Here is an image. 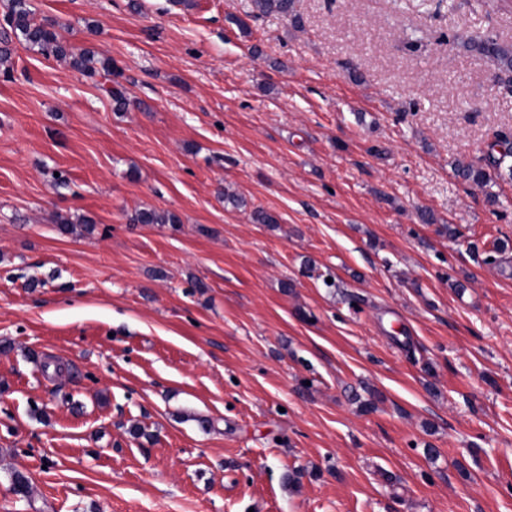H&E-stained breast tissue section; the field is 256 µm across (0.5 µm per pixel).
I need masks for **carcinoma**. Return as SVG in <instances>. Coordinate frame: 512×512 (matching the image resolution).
Returning a JSON list of instances; mask_svg holds the SVG:
<instances>
[{
	"mask_svg": "<svg viewBox=\"0 0 512 512\" xmlns=\"http://www.w3.org/2000/svg\"><path fill=\"white\" fill-rule=\"evenodd\" d=\"M294 0H252V12L255 16L282 15L293 13ZM64 24L57 19L43 18L35 20L30 0H8L6 23L0 29V62L8 61L11 45L16 42L25 49L44 56H53L69 62L71 67L89 76L96 73L103 76L105 83L99 89L109 97L117 112L127 106V97L120 84H112V78L118 75V68L110 57H101L89 48H75L64 42L61 31ZM464 49L476 52L493 62L495 78L512 84V43L499 40L491 32L476 35L462 41ZM492 147L496 151L488 153L486 164L497 170L505 169L512 178V139L504 135L498 138ZM459 175L475 184L483 186L490 176L481 164L468 163L458 168ZM135 224H178L177 216L168 212H159L153 208L138 210L132 218Z\"/></svg>",
	"mask_w": 512,
	"mask_h": 512,
	"instance_id": "obj_1",
	"label": "carcinoma"
}]
</instances>
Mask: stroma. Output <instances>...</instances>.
Wrapping results in <instances>:
<instances>
[{
  "instance_id": "35a3bbf8",
  "label": "stroma",
  "mask_w": 512,
  "mask_h": 512,
  "mask_svg": "<svg viewBox=\"0 0 512 512\" xmlns=\"http://www.w3.org/2000/svg\"><path fill=\"white\" fill-rule=\"evenodd\" d=\"M31 4L131 104L0 65V512H512V10ZM294 0H252V12L255 16L292 15ZM461 43L467 51L476 52L493 62L496 79L512 84V43L501 42L499 37L491 32L472 36ZM495 147H499V150H495ZM496 152V154H495ZM486 165H490L501 171L502 169H506L508 171V176L512 178V141L511 137L509 138L506 135L498 138L491 145V152L488 153L487 157H485Z\"/></svg>"
}]
</instances>
